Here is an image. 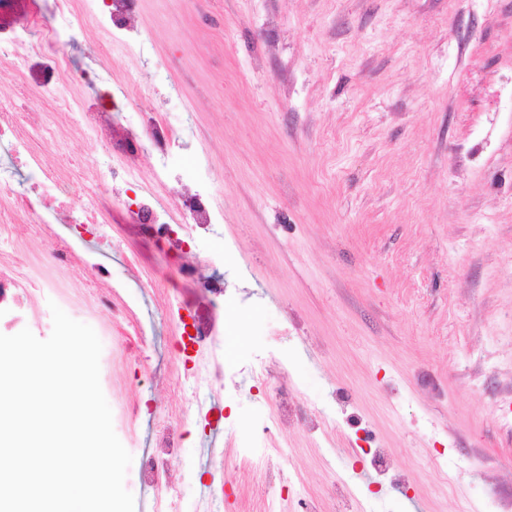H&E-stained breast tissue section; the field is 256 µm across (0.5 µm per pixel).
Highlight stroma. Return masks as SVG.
Instances as JSON below:
<instances>
[{"mask_svg":"<svg viewBox=\"0 0 512 512\" xmlns=\"http://www.w3.org/2000/svg\"><path fill=\"white\" fill-rule=\"evenodd\" d=\"M137 27L105 62L77 36L72 66L129 101L153 74L182 139L166 171L143 162L151 193L211 167L224 220L197 246L225 251V437L247 421L257 447L289 442L290 512L332 482L325 512H512V0H142ZM38 149L87 187L106 158L74 134ZM112 235L146 268L179 261L118 208ZM275 360L334 430L262 431L248 368ZM115 372L130 398L193 399L134 362ZM365 434L407 488L355 454ZM200 440L171 461L188 503Z\"/></svg>","mask_w":512,"mask_h":512,"instance_id":"1","label":"stroma"}]
</instances>
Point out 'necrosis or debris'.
<instances>
[{
    "label": "necrosis or debris",
    "mask_w": 512,
    "mask_h": 512,
    "mask_svg": "<svg viewBox=\"0 0 512 512\" xmlns=\"http://www.w3.org/2000/svg\"><path fill=\"white\" fill-rule=\"evenodd\" d=\"M140 0H82L73 6L63 0L58 14L45 18L18 8L15 0H0V60H9L22 83L12 97L0 96V333H6L31 316H39L45 301L59 307L80 308L100 340L123 342L125 353L146 345V324L137 304L112 285V267L102 262L88 239L61 236L60 225L73 224L96 235L112 233V194L116 185L140 186L142 153H155L168 165L180 147V135L149 109L156 93L154 82L138 80L137 101L120 122H113L116 103L96 98L80 102L58 95L63 84L99 82L98 71L71 67L68 50L77 25L95 27L100 37L98 56L111 55L113 30H132ZM69 124L90 139L103 142L109 158L100 165L99 179L75 204L76 174L65 165L42 162L33 143L59 136ZM197 190L179 196L167 207L140 202L129 210V220L142 236L178 247L181 261L172 272L148 276L140 288L157 312L174 323L168 341V368L162 381L169 390L196 389L206 378L210 390L224 387V281L212 275L224 254L196 250L198 233H212L221 213L213 201L210 172L196 173ZM55 239L48 254L32 259L23 251L25 240ZM116 354H102L100 382L115 399L112 408L116 431L127 432L139 421L144 408L127 399L122 382L113 375ZM273 424L302 422L308 434L325 431L330 423L318 411H305L288 385L269 389ZM224 418L221 404L176 405L164 412L148 445L139 448L135 480L144 512H180V481L170 471L166 457L181 447L186 428L218 426ZM245 464L259 463L260 482L256 506L279 512L281 502L273 491L282 489L288 463L286 448H254L252 430H245L235 450Z\"/></svg>",
    "instance_id": "1"
}]
</instances>
